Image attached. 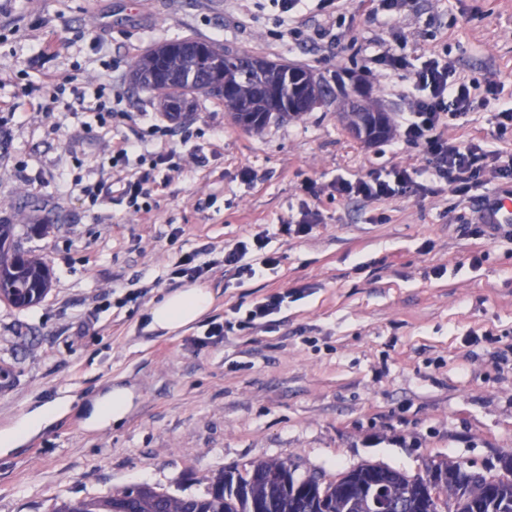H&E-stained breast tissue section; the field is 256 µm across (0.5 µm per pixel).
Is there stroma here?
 <instances>
[{"label": "stroma", "mask_w": 512, "mask_h": 512, "mask_svg": "<svg viewBox=\"0 0 512 512\" xmlns=\"http://www.w3.org/2000/svg\"><path fill=\"white\" fill-rule=\"evenodd\" d=\"M139 5L134 16L128 0H0V223L16 225L52 275L40 303L0 302V431L21 411L77 398L0 453V512H52L60 499L138 484L202 496L220 471L270 460L324 483L364 464L417 476L458 462L499 475L498 457L512 451V225L474 231L486 199L511 193L512 180L486 176L459 193L433 181L398 130L415 94L407 73L435 58L497 89L440 134L512 150L496 140L500 106L512 101V0H411L390 11L381 0H311L289 13L273 0ZM182 37L356 73L395 131L365 144L329 104L247 132L209 97L169 121L130 74L149 49ZM49 77L75 79L83 104L51 102ZM100 97L119 101L105 128ZM127 138L139 143L135 170L178 151L177 169H155L138 213L108 167ZM396 168L418 172L431 193L371 200L334 188ZM107 177L111 194L89 204L80 186ZM309 208L320 222L287 234ZM258 236L277 267L250 278L224 266L226 249ZM188 253L210 265L200 285L213 306L180 333L150 331L146 311L189 285L170 276ZM273 295L284 298L279 312L208 337L211 324L235 323L238 309ZM114 384L133 391L132 409L89 429L87 407Z\"/></svg>", "instance_id": "obj_1"}]
</instances>
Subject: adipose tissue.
Returning <instances> with one entry per match:
<instances>
[{
    "instance_id": "obj_1",
    "label": "adipose tissue",
    "mask_w": 512,
    "mask_h": 512,
    "mask_svg": "<svg viewBox=\"0 0 512 512\" xmlns=\"http://www.w3.org/2000/svg\"><path fill=\"white\" fill-rule=\"evenodd\" d=\"M213 297L208 289L192 286L166 295L149 310V326L156 331L174 333L201 319L211 308ZM133 401L132 393L115 386L94 401L90 418L92 428H104L123 420ZM70 397L61 396L30 411L20 412L13 427L0 433V452H7L38 434L44 427L65 414Z\"/></svg>"
}]
</instances>
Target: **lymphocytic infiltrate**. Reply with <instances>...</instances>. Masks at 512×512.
<instances>
[{
	"label": "lymphocytic infiltrate",
	"mask_w": 512,
	"mask_h": 512,
	"mask_svg": "<svg viewBox=\"0 0 512 512\" xmlns=\"http://www.w3.org/2000/svg\"><path fill=\"white\" fill-rule=\"evenodd\" d=\"M410 78L419 95L402 126L401 136L405 142L422 148L433 175L461 191L469 189L487 171L496 178H512V154L489 149L482 141L464 143L437 135L440 125L467 114L478 102L470 85L456 76L451 65L430 60L412 72ZM417 185L414 172L396 169L388 178L372 172L353 181L339 180L336 191L381 200ZM265 247L266 239L262 236L251 242H239L225 251L224 263L251 277L263 275L278 263L277 257L267 253Z\"/></svg>",
	"instance_id": "obj_1"
}]
</instances>
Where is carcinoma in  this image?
<instances>
[{
    "label": "carcinoma",
    "mask_w": 512,
    "mask_h": 512,
    "mask_svg": "<svg viewBox=\"0 0 512 512\" xmlns=\"http://www.w3.org/2000/svg\"><path fill=\"white\" fill-rule=\"evenodd\" d=\"M259 57L195 38L159 44L134 64L132 81L160 94L159 106L171 118L192 110L200 96L219 97L234 124L259 131L271 119H287L267 93L272 77L251 66ZM234 92L224 96L222 83ZM21 245L16 225L0 224V301L17 309L39 303L51 281L49 266ZM504 475L487 477L455 463L427 466L410 477L385 466L364 465L335 481L299 480L282 461H262L219 474L203 497H178L147 485L119 494L62 500L52 512H512V452L499 457ZM436 475L433 497L417 489Z\"/></svg>",
    "instance_id": "cac0c4a2"
}]
</instances>
